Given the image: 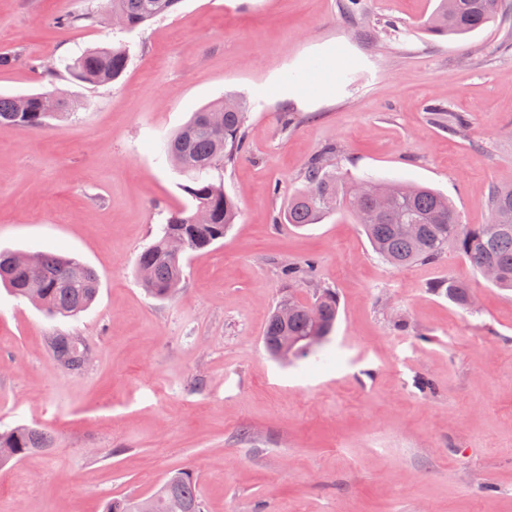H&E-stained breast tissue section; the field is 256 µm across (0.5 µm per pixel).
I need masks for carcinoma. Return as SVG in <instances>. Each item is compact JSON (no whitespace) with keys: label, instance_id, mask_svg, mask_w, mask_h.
<instances>
[{"label":"carcinoma","instance_id":"1","mask_svg":"<svg viewBox=\"0 0 512 512\" xmlns=\"http://www.w3.org/2000/svg\"><path fill=\"white\" fill-rule=\"evenodd\" d=\"M180 0H110L112 10L103 15L87 6L60 20L71 27H93L105 21L125 20L135 28L174 11ZM503 10V0H438L427 22L429 33L438 36H465L480 31L493 22ZM129 62L124 44L90 48L64 69L78 82L103 85L118 80ZM50 91L22 95H0V125H10L28 132H40L54 120L70 115L72 105L67 98L49 99ZM432 119L447 124L452 132L467 126V117L448 112L440 104L428 108ZM218 115L220 128L208 125L207 117ZM245 102L229 97L197 112L163 145V151L183 177L181 189L190 197L191 205L169 213L158 237L137 257L135 273L147 269L148 280H140L144 291L158 300L170 299L184 280L187 256L205 251L224 238V232L235 222L239 206L224 193V167L234 162L245 150L243 130ZM336 147L329 144L307 165L303 188L289 202L283 218L290 224L304 227L319 223L327 214L345 209L363 228L376 254L394 267H407L418 262H436L453 250L477 272L493 264L499 272L497 288L512 290V187L491 189L488 204L492 211L508 215L507 222L488 232L482 224H464L447 197L437 191L407 181L391 180L396 194L386 209L368 219L373 209L367 191L382 181L364 180L347 184L341 180L329 160ZM402 224L421 227L417 237L399 231ZM180 238L184 250L169 251L168 241ZM12 252L0 250V284L14 295L27 299L51 318H73L87 310L99 290V275L82 261L51 251L33 253L34 261L25 267L9 264ZM433 291L465 309L472 290L467 284L450 278L436 283ZM312 305L319 317L312 321L297 313L283 324L277 311L268 316L263 342L272 352L281 337H303L311 334L331 337L338 316L336 293L323 288L315 293ZM49 347L58 367L70 374L82 372L87 359L78 339L66 333L49 338ZM0 448H10L13 456H0V466L18 462L33 452L54 448L53 436L43 428L25 425L0 431ZM180 500L186 512H203L197 478L188 470L169 475L150 497V510L144 500L132 497L114 498L107 502L105 512H167L171 499Z\"/></svg>","mask_w":512,"mask_h":512}]
</instances>
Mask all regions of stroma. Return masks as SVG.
Instances as JSON below:
<instances>
[{
    "instance_id": "obj_1",
    "label": "stroma",
    "mask_w": 512,
    "mask_h": 512,
    "mask_svg": "<svg viewBox=\"0 0 512 512\" xmlns=\"http://www.w3.org/2000/svg\"><path fill=\"white\" fill-rule=\"evenodd\" d=\"M344 2L181 0L114 31L58 25L88 0H0V53L23 56L0 68L1 94L49 89L33 59L117 41L130 55L110 84L60 81L68 119L0 126V249L54 250L100 276L75 319L0 287V431L55 437L0 466V512H104L179 469L205 512H512V293L453 252L392 267L346 213L279 219L332 144L345 180L424 184L462 223H487L490 187L512 184V4L458 39L424 30L437 0H361L356 21ZM227 96L246 102L248 149L224 169L240 214L176 297L153 299L136 257L188 201L159 144ZM435 102L466 131L433 124ZM309 260L289 287L285 267ZM448 277L471 286L474 312L432 292ZM290 288L334 289L339 317L316 356L281 363L262 336ZM59 332L90 347L82 373L54 363Z\"/></svg>"
}]
</instances>
